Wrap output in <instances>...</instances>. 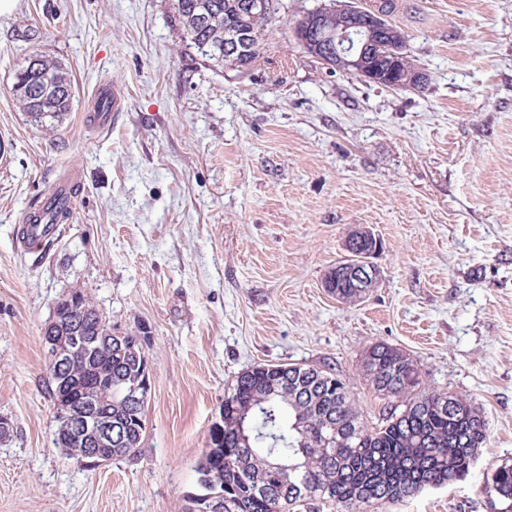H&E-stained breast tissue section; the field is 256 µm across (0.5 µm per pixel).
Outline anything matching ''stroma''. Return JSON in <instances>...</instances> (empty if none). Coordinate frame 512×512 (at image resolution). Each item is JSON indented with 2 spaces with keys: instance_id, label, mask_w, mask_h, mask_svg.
<instances>
[{
  "instance_id": "1",
  "label": "stroma",
  "mask_w": 512,
  "mask_h": 512,
  "mask_svg": "<svg viewBox=\"0 0 512 512\" xmlns=\"http://www.w3.org/2000/svg\"><path fill=\"white\" fill-rule=\"evenodd\" d=\"M324 0H277L255 67L185 48L173 0H19L0 16V512H183L224 393L259 364L332 369L368 425L389 410L361 356L409 353L422 386L489 423L470 476L370 512H500L486 477L512 464V0H393L426 80L390 89L302 52ZM74 99L32 123L11 93L33 54ZM124 92L86 127L99 83ZM71 174V217L19 251L23 212ZM383 249L360 303L323 286L356 226ZM88 296L146 332L152 391L136 457L90 468L53 445L41 339ZM92 99L94 102L104 99L108 106L103 107L99 112H91L86 115V122L99 131H106L112 126V119L115 112H123V100L121 92L113 87L112 92L102 86L95 88Z\"/></svg>"
}]
</instances>
